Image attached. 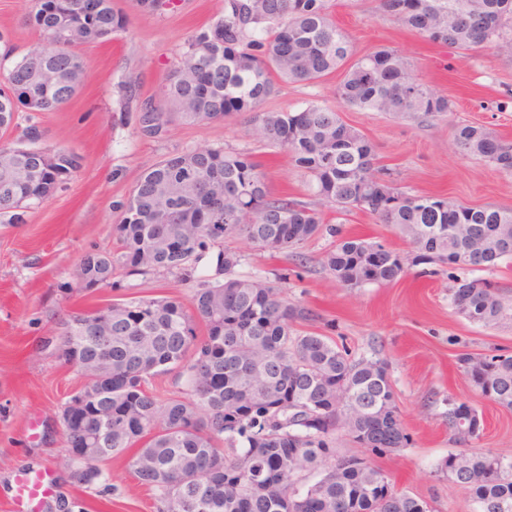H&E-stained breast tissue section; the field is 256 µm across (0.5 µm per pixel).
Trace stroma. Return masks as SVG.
Returning <instances> with one entry per match:
<instances>
[{
  "label": "stroma",
  "instance_id": "stroma-1",
  "mask_svg": "<svg viewBox=\"0 0 512 512\" xmlns=\"http://www.w3.org/2000/svg\"><path fill=\"white\" fill-rule=\"evenodd\" d=\"M113 7L126 17L127 30L80 48L85 81L77 94L58 111L17 117L19 127H41L46 146L75 151L83 161L66 189L48 202L24 210L19 221L0 220V512H10L14 475L43 467L55 474L62 496L74 501L77 512H158L154 491L134 473L132 453L103 464L102 486L79 485L63 471L65 444L55 412L81 379L58 358L59 322L116 300L168 297L190 304L202 285L223 281L220 257L227 251L239 259L234 275L271 281L290 303L309 309L314 316L309 330L346 343L355 354L391 362L407 446L378 457L342 436L340 452L369 459L396 489L432 500L438 512H476L440 465L464 448L511 458L512 412L470 387L459 359L467 353L512 355V320L483 326L456 312L453 281L474 277V270L411 265L389 284L341 287L321 265L340 236L367 238L403 254L410 247L369 214L329 211L318 235L281 253L230 237L211 246L191 275L120 274L111 287L77 291L74 273L81 255L114 247L113 228L142 173L197 145L250 151L263 166L271 196L321 205L288 152L253 137L250 114L196 125L174 122L155 138L137 131L145 105L167 110L160 93L166 73L188 37L219 15L223 0H178L176 8L157 14L141 13L134 0H113ZM331 11L354 56L379 47L397 50L420 81L451 101V112L428 119L350 107L336 95L339 71L309 84L277 82L262 110L328 106L373 143L377 167L408 193L512 209V174L461 155L454 141L455 125L467 123L512 142V57L490 43L456 50L431 42L384 15L377 0H332ZM27 12V0H0V31L8 33L17 59L42 43L39 31L26 22ZM452 400L468 402L484 421L480 437L465 446L448 431ZM33 417L40 422L34 439L27 434Z\"/></svg>",
  "mask_w": 512,
  "mask_h": 512
}]
</instances>
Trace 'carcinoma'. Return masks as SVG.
Returning a JSON list of instances; mask_svg holds the SVG:
<instances>
[{
  "label": "carcinoma",
  "instance_id": "obj_1",
  "mask_svg": "<svg viewBox=\"0 0 512 512\" xmlns=\"http://www.w3.org/2000/svg\"><path fill=\"white\" fill-rule=\"evenodd\" d=\"M330 0H224L223 12L192 34L161 89L169 111L149 106L153 133L175 121L196 124L253 112V135L288 151L309 176L308 187L339 214L354 209L391 226L416 250L413 262L492 268L512 261V209L468 207L442 196L409 195L375 168L373 145L338 112L310 103L294 111H257L275 80L311 83L341 68L351 49L331 18ZM379 9L433 42L466 49L495 42L512 56V0H378ZM42 45L15 61L0 87V129L19 111L54 112L82 82L75 48L109 41L126 30L112 0H31L27 14ZM336 95L347 105L386 114L441 117L448 98L433 92L392 48H379L347 68ZM30 127L0 144V216L48 201L81 168V157L52 149L56 163L30 142ZM456 147L500 165L512 143L469 124L456 127ZM321 211L269 196L251 154L200 145L145 171L113 228L115 250L85 252L77 282L112 286L119 271L193 270L219 240L243 235L279 252L321 229ZM393 250L361 237L343 238L321 264L341 286L361 288L402 277ZM199 289L192 309L167 298L106 304L112 337L93 322L102 308L62 323L59 356L85 379L98 344H112V446L104 463L130 448L138 480L155 491L159 512H434L424 498L397 491L388 475L336 448L338 435L384 456L409 442L402 428L391 363L356 356L343 344L297 328L311 312L288 302L274 283L232 275ZM451 300L467 320L496 323L512 312L484 279L455 280ZM462 372L484 398L512 411V356L465 355ZM186 376L181 395L152 381ZM448 429L465 443L483 429L465 402L448 409ZM440 471L478 505L512 512V459L490 450L449 454Z\"/></svg>",
  "mask_w": 512,
  "mask_h": 512
}]
</instances>
